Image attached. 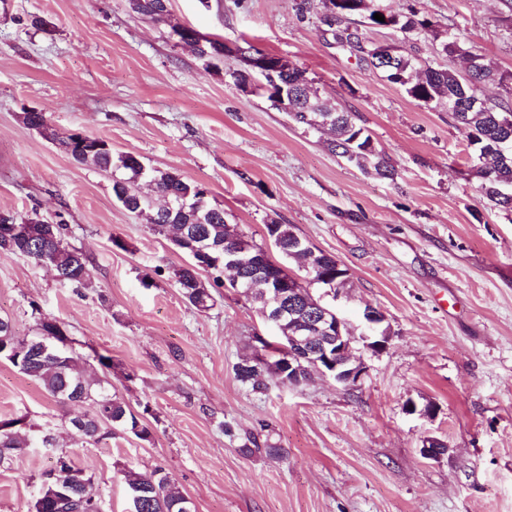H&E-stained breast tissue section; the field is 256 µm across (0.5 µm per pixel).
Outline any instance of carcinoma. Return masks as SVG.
<instances>
[{
	"instance_id": "1",
	"label": "carcinoma",
	"mask_w": 512,
	"mask_h": 512,
	"mask_svg": "<svg viewBox=\"0 0 512 512\" xmlns=\"http://www.w3.org/2000/svg\"><path fill=\"white\" fill-rule=\"evenodd\" d=\"M327 1L336 9L333 22L338 26L353 15L367 12L371 23L378 26L425 34L432 31L430 23L416 18L414 13L409 16L391 15L384 22L374 19V14L381 13L375 0H322L324 3ZM129 5L134 12L155 20H162L168 15V0H129ZM340 39L356 47L363 54L362 60L375 69L382 63L383 54L389 51L385 46H365L358 31L348 27L341 30ZM394 55L397 62L387 68V80L404 87L409 96L428 106L439 108L451 100L471 98L478 94L482 83L493 80L498 81L508 97H512V75L498 72L482 58L476 72L467 79L450 68L431 65L415 76L412 74L411 55L399 51ZM300 80L306 83V88L301 94L295 93V111L288 116L307 128L312 127L305 121L307 114L328 122L327 129L333 135L330 142L333 153L379 179H394L395 169L389 158L371 146L370 135L355 123L352 113L321 102L304 72L295 67L289 68L280 78L281 82L288 84ZM449 116L482 164V197L494 208L512 211V110L502 105L497 111L484 105L471 112H451ZM24 120L46 139L58 143L75 162H90L104 170L121 172L112 178V192L117 202L127 212L144 218L152 234L170 240L179 251L189 256V262L173 271L174 283L183 297L199 311L214 306V296L201 279V273L214 274V282L222 286V276L226 275L224 264L205 267L198 264L192 256L191 246L202 247L212 255L222 257L225 244L239 232L236 225L227 223L224 208L211 203L209 191L203 185L188 181L176 172L155 170L152 172L153 188L165 201V205L157 208L138 190L135 155L113 154L112 146L101 137L76 132L62 136L47 124L40 112H27ZM25 223L31 225L27 237L0 233V254L25 256L39 266L52 269L64 284L82 288L91 283L93 267L80 250L65 240L63 225L49 224L36 217L27 218ZM265 230L277 250L295 261L299 270H305L308 253L288 249V241L294 236V231L286 224L276 223L265 225ZM316 256L322 261L319 275L335 281L340 288L347 287L348 270L339 267L338 261L329 254L319 251ZM299 290L305 292L308 302L288 316L279 329V335L285 341L288 335L296 333L311 320L317 304L321 303L320 298L310 294L308 288L301 286ZM46 331L43 315L36 320V335L32 338L17 335L11 323L1 318L0 359L7 360L20 373L37 381L45 393L60 405L74 400L91 402L92 411L85 415L84 420L86 433L105 437L112 433V429L119 428L141 440L149 438L147 426L129 405L116 395L95 390L66 349L53 354L42 351L40 342L44 340ZM256 360L257 363L251 367L242 362L236 365L240 382L255 391L267 389L272 382L290 385L288 363L278 358L266 360L260 355ZM17 423L19 420H13L7 423L9 429L0 430V458L18 455L20 449L33 445L24 434L11 430ZM125 483L129 489H140L137 512H183L188 505V498L167 475L151 481L128 471Z\"/></svg>"
}]
</instances>
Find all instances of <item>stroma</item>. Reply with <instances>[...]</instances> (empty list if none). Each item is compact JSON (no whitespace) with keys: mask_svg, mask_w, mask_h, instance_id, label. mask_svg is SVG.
<instances>
[{"mask_svg":"<svg viewBox=\"0 0 512 512\" xmlns=\"http://www.w3.org/2000/svg\"><path fill=\"white\" fill-rule=\"evenodd\" d=\"M300 0H169L168 16L128 0H0V211L65 225L94 267L90 286L59 282L29 259L0 255V318L33 333V309L56 319L87 376L143 413L148 439L115 431L98 443L62 406L0 360V420L48 427L93 475L103 512H130L124 471L167 473L195 512H512V213L491 209L464 135L447 112L410 97L335 40L323 6ZM417 13L430 35L351 17L367 44L400 46L419 64L464 71L439 38L512 72L502 0H379ZM252 44L304 71L320 97L354 113L394 179L331 153L327 132L293 123L267 93L229 76L235 55L200 57L174 30ZM102 137L113 153L203 184L229 223L262 247L290 225L350 274L336 308L359 326L382 310L384 352L356 346L361 380L304 387L241 384L235 367L278 334L232 288L200 312L176 288L186 261L112 194L111 172L80 164L23 121ZM151 276V287L142 279ZM111 357L103 368L99 356ZM432 415H424L425 407ZM282 456L244 454L249 435ZM448 446L424 458L425 438ZM57 452L0 462V512H31Z\"/></svg>","mask_w":512,"mask_h":512,"instance_id":"stroma-1","label":"stroma"}]
</instances>
